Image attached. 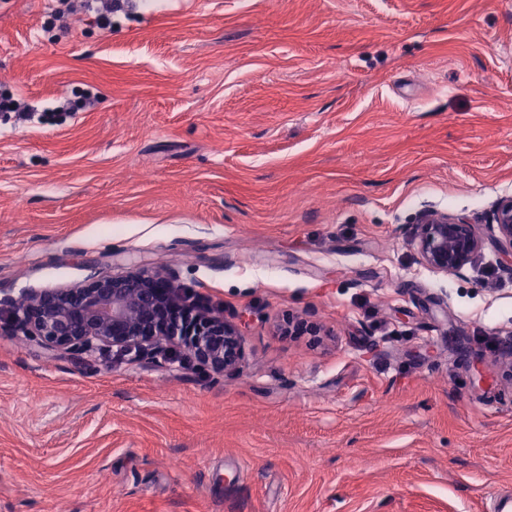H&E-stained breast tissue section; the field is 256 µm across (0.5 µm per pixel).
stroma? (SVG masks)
Wrapping results in <instances>:
<instances>
[{
	"mask_svg": "<svg viewBox=\"0 0 512 512\" xmlns=\"http://www.w3.org/2000/svg\"><path fill=\"white\" fill-rule=\"evenodd\" d=\"M54 7L0 0V81L36 110L0 113V300L157 268L244 358L53 354L0 316V512H485L512 488V0H138L68 32ZM425 209L484 237L462 275L411 246ZM492 223L498 230L497 246L503 253L512 256V197L500 199L492 210Z\"/></svg>",
	"mask_w": 512,
	"mask_h": 512,
	"instance_id": "35a3bbf8",
	"label": "stroma"
}]
</instances>
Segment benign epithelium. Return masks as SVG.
Here are the masks:
<instances>
[{
    "label": "benign epithelium",
    "mask_w": 512,
    "mask_h": 512,
    "mask_svg": "<svg viewBox=\"0 0 512 512\" xmlns=\"http://www.w3.org/2000/svg\"><path fill=\"white\" fill-rule=\"evenodd\" d=\"M492 222L498 248L512 253V197L494 205ZM411 243L426 267L446 276L462 274L485 247L467 219L431 210L418 216ZM11 322L53 354L80 355L95 341L138 354L175 342L217 373L236 369L244 356L235 325L188 303L165 276L148 268L96 276L73 288L31 292L12 307Z\"/></svg>",
    "instance_id": "7a95c632"
}]
</instances>
